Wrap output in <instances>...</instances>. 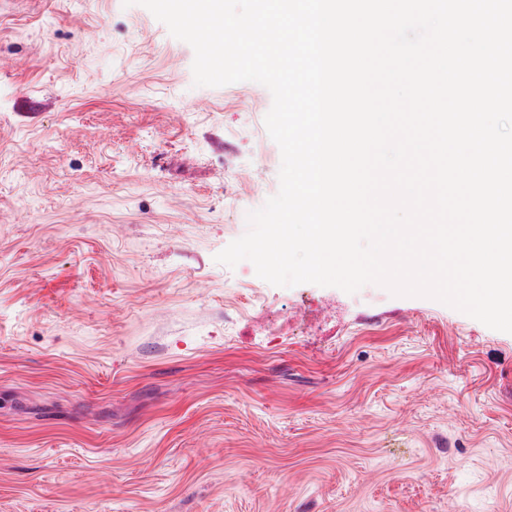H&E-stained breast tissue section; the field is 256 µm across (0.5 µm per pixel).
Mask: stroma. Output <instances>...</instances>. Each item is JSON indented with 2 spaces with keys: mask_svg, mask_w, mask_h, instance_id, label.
Returning <instances> with one entry per match:
<instances>
[{
  "mask_svg": "<svg viewBox=\"0 0 512 512\" xmlns=\"http://www.w3.org/2000/svg\"><path fill=\"white\" fill-rule=\"evenodd\" d=\"M193 61L138 4L0 0V512H512V333L217 263L281 152Z\"/></svg>",
  "mask_w": 512,
  "mask_h": 512,
  "instance_id": "35a3bbf8",
  "label": "stroma"
}]
</instances>
